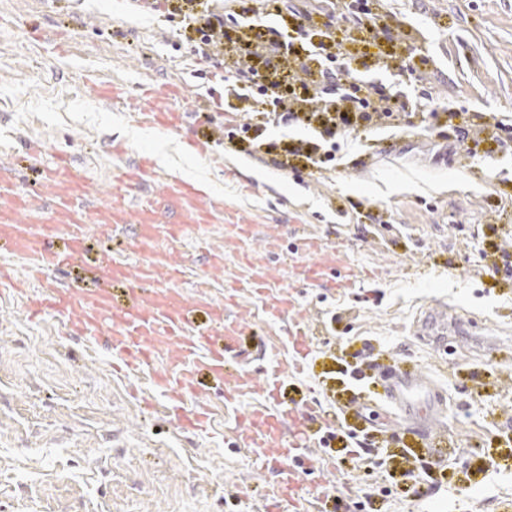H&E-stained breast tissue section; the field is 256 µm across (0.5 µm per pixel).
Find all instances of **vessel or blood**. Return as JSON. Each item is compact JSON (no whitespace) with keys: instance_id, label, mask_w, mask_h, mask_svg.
<instances>
[{"instance_id":"obj_1","label":"vessel or blood","mask_w":512,"mask_h":512,"mask_svg":"<svg viewBox=\"0 0 512 512\" xmlns=\"http://www.w3.org/2000/svg\"><path fill=\"white\" fill-rule=\"evenodd\" d=\"M99 94L107 102L137 108L142 123L166 133H180L185 123L184 113L175 106L178 88H171L167 98L147 100L141 107L126 97L123 85L118 83L100 87ZM154 183L161 184L160 195L149 193ZM87 185L85 168L62 159L43 169L38 186L22 192L14 190L7 173H0V254L26 261L23 270L13 275L0 268V288L20 291L68 268L83 253L87 225H106L116 235L134 227L133 246L141 256L137 267H129L126 260L115 255L106 257L96 268L94 287L64 283L40 290L29 299L30 312L54 313L67 335L75 338L92 341L98 335H107L113 359L127 370L155 365V387L170 407L182 406L204 371L223 382L226 402L257 397L238 438L252 450L256 462L276 475L266 512H280L285 503L295 512H310L319 499L318 485L302 477L299 465L312 441L299 411L284 408L274 400L280 368H272L266 379L260 380L225 359L228 349L252 329L251 323L234 310L235 290H227L219 304L206 292L190 298L162 283L163 278H177L180 270L171 263V251L159 247V240H173L203 228L220 215L227 224L228 242L238 244L254 237V225L225 211L223 204L199 185L164 173L145 153L138 154L122 172L109 205L91 202ZM61 234L69 240L68 249L62 252L52 247L54 238ZM302 250L313 257L302 266L305 282L318 288L339 287L341 280L336 273L346 267L343 254L337 250L326 253L312 238L304 241ZM249 267L247 286L262 297L266 313L281 320L294 312L293 289L273 281L265 264L253 261ZM116 283L127 289L126 305L112 300L111 288ZM418 333L445 340L447 312L438 308L429 311L419 323ZM307 336L308 329L302 322H292L276 347L307 357ZM385 398L399 417L427 432L438 430L444 397L423 371L389 372Z\"/></svg>"}]
</instances>
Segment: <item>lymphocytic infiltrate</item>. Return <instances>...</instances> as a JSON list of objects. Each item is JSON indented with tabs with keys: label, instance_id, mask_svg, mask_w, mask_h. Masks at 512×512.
I'll return each mask as SVG.
<instances>
[{
	"label": "lymphocytic infiltrate",
	"instance_id": "obj_1",
	"mask_svg": "<svg viewBox=\"0 0 512 512\" xmlns=\"http://www.w3.org/2000/svg\"><path fill=\"white\" fill-rule=\"evenodd\" d=\"M181 17L200 61L232 77L234 112L242 123L225 128L227 139L251 141L282 152L279 166L298 172L335 168L341 143L380 128L401 129L405 117L434 121L442 139L467 140L471 123H457L432 91L397 90L384 82L401 38L390 15L371 0H314L294 10L288 0H146ZM325 17L328 43L316 40V17ZM295 124L312 138L262 141L260 130Z\"/></svg>",
	"mask_w": 512,
	"mask_h": 512
}]
</instances>
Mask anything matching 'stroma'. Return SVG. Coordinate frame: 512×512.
Wrapping results in <instances>:
<instances>
[{
    "label": "stroma",
    "instance_id": "stroma-1",
    "mask_svg": "<svg viewBox=\"0 0 512 512\" xmlns=\"http://www.w3.org/2000/svg\"><path fill=\"white\" fill-rule=\"evenodd\" d=\"M380 12L404 24L401 57L413 47L426 64L402 73L405 85L432 88L441 102L483 113L488 124L512 120V0H377ZM180 20L138 10L132 0H0V162L16 186L38 172L24 144L38 140L44 163L68 156L89 167L90 197L110 200L130 157L162 152L172 176L202 184L256 227L249 249L274 281L293 283L295 316L309 328L308 358L283 357L279 398L311 413L319 428L334 394L364 392L345 408L348 425L409 451L413 476L314 446L303 470L320 481L323 512H352L349 492L369 496L376 512H418L420 498L436 512H512V277L489 276L488 243L512 246V155L469 156L466 146L436 130L347 141L342 169L312 174L273 165L270 154L242 152L222 141L235 114L221 107L222 73L203 68L178 41ZM164 95L180 85L187 125L182 136L154 131L134 137V112H118L85 74ZM204 141V149L193 140ZM121 142L123 157L109 147ZM282 252L265 254L266 237ZM343 251L351 270L342 288L325 292L303 281L289 260L305 239ZM222 253L210 273V294L223 302L246 265L227 250L221 220L204 235L176 244L187 264L200 241ZM82 262L67 275L90 277L106 254H128L127 237L91 226ZM444 304L471 319L472 335L448 352L415 336L427 308ZM249 290L238 313L254 329L239 344L243 365L263 376L264 340L282 333ZM421 369L440 387L448 410L438 437L393 419L376 399L381 371ZM152 397L153 410L143 408ZM208 401L214 418L205 435L183 431L165 399L152 393L151 372H118L103 346L63 332L52 315L33 320L24 300L0 297V512H264L271 472L256 468L236 432L251 398L225 403L223 388L201 374L185 409Z\"/></svg>",
    "mask_w": 512,
    "mask_h": 512
}]
</instances>
